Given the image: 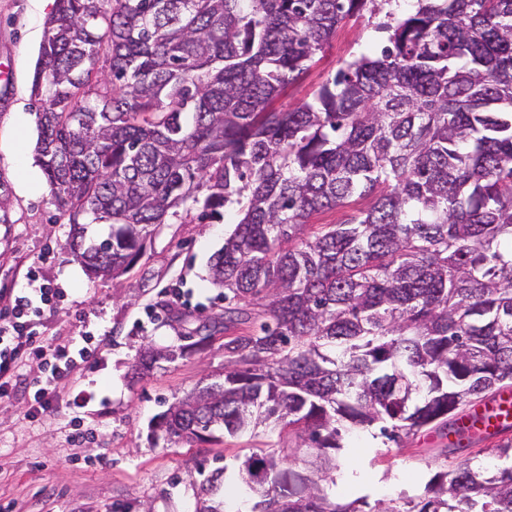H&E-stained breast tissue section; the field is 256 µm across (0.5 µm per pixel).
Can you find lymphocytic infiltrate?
<instances>
[{
    "label": "lymphocytic infiltrate",
    "mask_w": 512,
    "mask_h": 512,
    "mask_svg": "<svg viewBox=\"0 0 512 512\" xmlns=\"http://www.w3.org/2000/svg\"><path fill=\"white\" fill-rule=\"evenodd\" d=\"M52 289L39 287L32 294L0 293V395L6 396L21 384V371L30 360H40V377L26 386L28 411L38 414L57 398V383L82 371L91 351L68 341L43 344L33 326L49 306Z\"/></svg>",
    "instance_id": "lymphocytic-infiltrate-1"
}]
</instances>
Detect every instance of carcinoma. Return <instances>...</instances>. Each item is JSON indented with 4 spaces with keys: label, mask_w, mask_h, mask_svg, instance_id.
<instances>
[{
    "label": "carcinoma",
    "mask_w": 512,
    "mask_h": 512,
    "mask_svg": "<svg viewBox=\"0 0 512 512\" xmlns=\"http://www.w3.org/2000/svg\"><path fill=\"white\" fill-rule=\"evenodd\" d=\"M31 93L37 161L86 270L117 278L180 207H236L211 265L221 381L151 423L175 445L275 423L302 466L257 448L237 495L197 512H360L336 501L344 436L448 431L512 388V0H55ZM385 11L314 94L272 109L339 27ZM368 199L337 224L311 218ZM110 224L86 239L85 223ZM180 353L149 348L140 365ZM369 512H512V438ZM226 466L202 494L224 485Z\"/></svg>",
    "instance_id": "carcinoma-1"
}]
</instances>
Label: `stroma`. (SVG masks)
Returning a JSON list of instances; mask_svg holds the SVG:
<instances>
[{"label": "stroma", "mask_w": 512, "mask_h": 512, "mask_svg": "<svg viewBox=\"0 0 512 512\" xmlns=\"http://www.w3.org/2000/svg\"><path fill=\"white\" fill-rule=\"evenodd\" d=\"M52 4L0 0V289L22 290L28 274L53 288L50 311L34 325L43 342L89 334L99 349L80 379L58 383L61 399L29 415L21 394L0 399V506L13 512H194L198 467L217 456L233 457L254 446L297 447L294 432L259 428L255 438H223L188 447L151 441L149 425L199 383L224 370V290L209 277L212 257L234 230V211L198 220L195 213L171 219L152 232L142 257L123 276L93 277L66 242L71 231L46 182L19 188L27 171L38 170V101L31 82ZM385 39L367 19L338 29L310 69L289 84L275 106L288 109L309 100L343 61ZM182 288L172 302L168 289ZM187 347L185 357L160 362L141 377L133 369L145 348ZM85 391L82 407L67 405ZM88 429L72 443L74 425ZM348 468L368 472L372 482L340 494L374 503L398 498L418 482L473 457L463 449L445 456L444 439L432 431L401 444L363 434L344 437Z\"/></svg>", "instance_id": "35a3bbf8"}]
</instances>
